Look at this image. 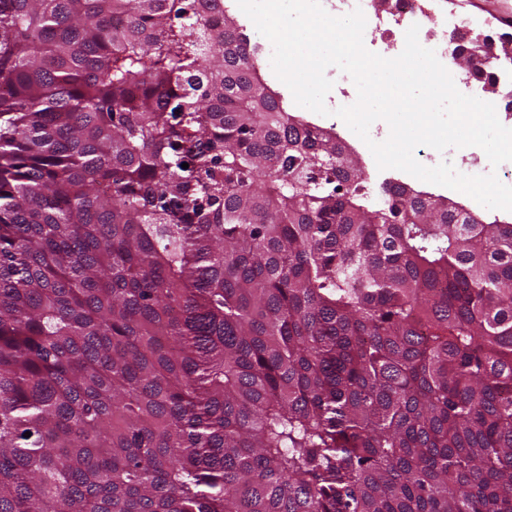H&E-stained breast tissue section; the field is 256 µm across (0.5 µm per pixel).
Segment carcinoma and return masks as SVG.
<instances>
[{
  "instance_id": "obj_1",
  "label": "carcinoma",
  "mask_w": 512,
  "mask_h": 512,
  "mask_svg": "<svg viewBox=\"0 0 512 512\" xmlns=\"http://www.w3.org/2000/svg\"><path fill=\"white\" fill-rule=\"evenodd\" d=\"M0 512H512V224L371 184L224 0H0Z\"/></svg>"
}]
</instances>
